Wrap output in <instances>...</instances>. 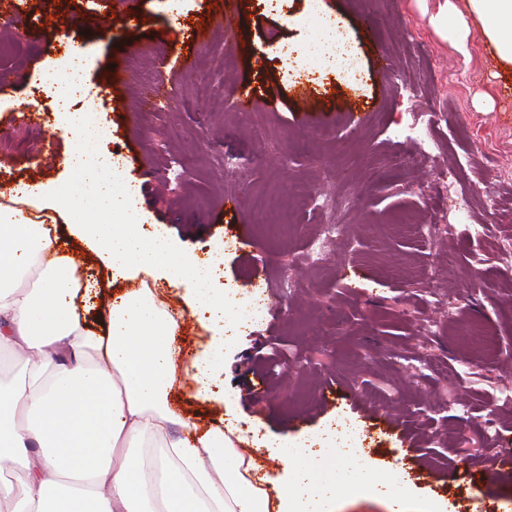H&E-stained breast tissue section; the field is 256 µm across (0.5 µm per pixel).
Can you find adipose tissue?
Listing matches in <instances>:
<instances>
[{"label":"adipose tissue","mask_w":512,"mask_h":512,"mask_svg":"<svg viewBox=\"0 0 512 512\" xmlns=\"http://www.w3.org/2000/svg\"><path fill=\"white\" fill-rule=\"evenodd\" d=\"M464 2L460 10L438 0L432 26L462 48L477 22L512 69V0ZM304 22L309 35L298 56L317 69L347 68L336 20L315 10ZM86 68L76 52L44 68L40 82L68 98L84 91ZM60 113L76 140L65 159L69 180L19 185L10 205H0V349L21 364L16 380L0 381V473L22 476L17 485L0 476V505L7 512H336L337 494L358 485L389 512H443L414 496L403 464L380 473L359 449L332 440L316 451L273 442L287 476L268 485L237 425L202 432L170 406L181 371L207 397L224 368V346L181 367L173 346L180 322L152 289L114 297L104 327L88 325L77 297L91 285L79 282L73 257L54 256L57 239L24 220L20 205L52 200L112 278L145 273L189 283L194 309L222 333L233 332L245 312L226 303L208 263L177 250L172 234L141 232L142 202L130 193V176L101 150L105 128L83 113Z\"/></svg>","instance_id":"ef3b65f1"}]
</instances>
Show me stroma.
I'll list each match as a JSON object with an SVG mask.
<instances>
[{
	"label": "stroma",
	"mask_w": 512,
	"mask_h": 512,
	"mask_svg": "<svg viewBox=\"0 0 512 512\" xmlns=\"http://www.w3.org/2000/svg\"><path fill=\"white\" fill-rule=\"evenodd\" d=\"M18 3L21 40L0 49V122L16 135L14 148L0 152V181L69 178L47 157L73 150L70 133L50 116L42 138L30 140L25 117L31 105L58 106L57 90L34 76L67 56L50 36L67 31L74 47L90 51L88 95L111 71L124 79L95 110L115 164L145 175L146 223L167 225L178 248L199 260L222 255L217 286L235 306L251 308L255 277L274 286L263 320L226 350L218 398L199 399L190 378L176 381L170 401L182 417L208 428L231 409L240 428L269 441H307L328 428L337 445L355 439L381 469L403 462L415 496L445 512H512V480L477 494L476 475L456 452L464 436L489 434L492 449L512 441V362L501 353L512 340V78L483 37L472 33L461 51L436 33L429 17L437 0H320L354 49L346 75L304 71L288 56L308 35L298 22L307 0H282L276 10L238 0L231 38L213 0H184L175 21L170 0ZM365 15L375 31L361 27ZM195 18L213 32L200 46L187 39ZM187 49L194 72L180 78L173 67ZM201 78L231 91L245 84L254 107L205 109ZM405 149L412 163L375 180ZM451 166L450 187L443 173ZM256 195L275 198L287 226L255 210ZM229 196L238 200L231 210ZM326 196L356 204L332 212ZM460 196L471 200L461 215L453 210ZM331 223L336 237L313 267L306 247ZM52 226L81 254L78 278L95 277L107 295L127 288L62 218ZM240 236L251 245L237 251ZM262 344L278 350L276 361L256 357ZM258 374L267 390L249 395ZM331 382L349 395L326 405ZM375 411L396 416L397 427L372 419ZM410 445L414 456L403 457ZM453 464L455 477L430 478Z\"/></svg>",
	"instance_id": "stroma-1"
}]
</instances>
